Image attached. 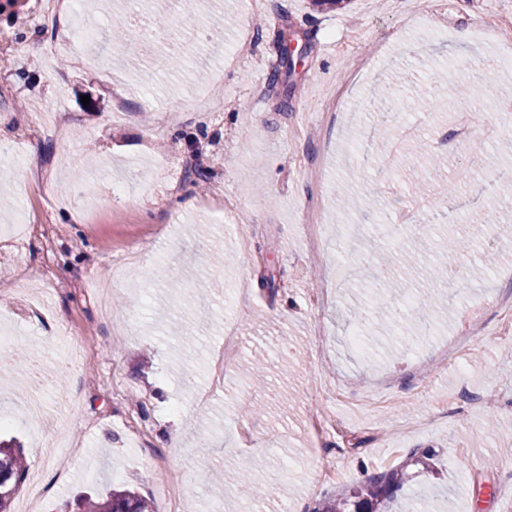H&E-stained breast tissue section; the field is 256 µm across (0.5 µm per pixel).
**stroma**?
I'll return each instance as SVG.
<instances>
[{
	"label": "stroma",
	"instance_id": "obj_1",
	"mask_svg": "<svg viewBox=\"0 0 512 512\" xmlns=\"http://www.w3.org/2000/svg\"><path fill=\"white\" fill-rule=\"evenodd\" d=\"M89 23L104 66L77 55L46 63L45 42L83 40L72 11L44 0H11L0 34L21 53L0 58V153L9 202L0 227L27 224L17 239L0 230V322L15 346L48 353L44 376L0 373V436L20 445L41 475L38 512H75L78 495L131 488L162 507L178 472L176 512H314L323 496L364 484L413 451L392 512H512V193L499 143L486 168L432 205L412 197L374 146L372 92L395 85L394 122L409 89L442 101L439 119L418 113V137L433 140L459 113L469 140L448 145L451 169L469 168L489 125L512 121L498 105L512 70L493 62L512 52V0H350L318 10L310 0H204L187 13L178 0H100ZM139 33V47L113 48V13ZM450 27L454 35H437ZM253 45L237 54L242 32ZM181 68L157 71L159 55ZM278 83H270L272 71ZM479 102L463 105L461 88ZM89 103H82V96ZM61 106L62 133L40 130ZM214 172L207 190L195 173ZM94 183V207L69 189L76 171ZM127 191L118 195L114 183ZM358 194L346 214L339 190ZM194 196L192 208L175 206ZM404 206L419 210L413 232L428 262L446 260L448 301L416 353L379 335L370 357L348 339L383 283L371 253ZM322 226L311 252L306 209ZM458 235L476 249L443 253ZM505 250L490 274L484 251ZM47 267L48 300L31 312L22 273ZM273 276V288L261 285ZM486 333L467 347L473 317ZM239 336L224 357L226 332ZM267 366L251 385L255 358ZM378 388L390 404L356 407ZM44 401L28 417L23 398ZM177 432L173 447L162 442ZM262 461L266 495L241 498L204 485L211 470L245 471Z\"/></svg>",
	"mask_w": 512,
	"mask_h": 512
}]
</instances>
